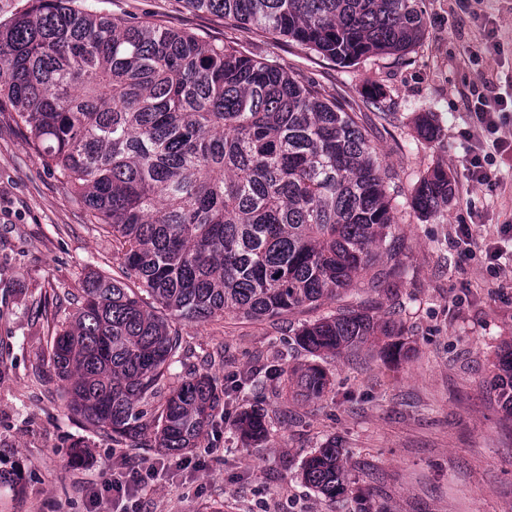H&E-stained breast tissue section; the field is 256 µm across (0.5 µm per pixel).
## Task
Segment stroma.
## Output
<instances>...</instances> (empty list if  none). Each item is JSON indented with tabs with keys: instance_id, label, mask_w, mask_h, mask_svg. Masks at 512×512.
Here are the masks:
<instances>
[{
	"instance_id": "stroma-1",
	"label": "stroma",
	"mask_w": 512,
	"mask_h": 512,
	"mask_svg": "<svg viewBox=\"0 0 512 512\" xmlns=\"http://www.w3.org/2000/svg\"><path fill=\"white\" fill-rule=\"evenodd\" d=\"M100 2L105 14L133 23L237 45L356 113L394 176L404 274L398 292L384 279L361 281L274 321H173L176 373L256 375L233 407L263 410L269 436L245 441L232 414L190 451L192 468L170 469L159 449L128 448L68 413L42 361L47 319L76 312L88 272L117 278L121 269L111 234L47 166L10 107H0V469L21 467L18 483L0 485V512H89L97 493L110 512L113 480L131 471L143 475L140 512H357L362 501L381 512H512V416L490 388L496 353L512 343V152L493 154L489 183L468 175L475 147L512 140V111L488 135L473 95L485 86L512 98V0H422L427 29L413 51L346 67L191 11L184 0ZM372 88L383 93L379 104L364 95ZM424 121L433 138L421 135ZM437 166L454 193L440 216L425 220L409 194ZM497 247L504 254L494 261ZM361 303L402 322L409 358L388 360L377 342L316 360L299 346L303 323ZM314 360L328 375L321 397L284 390L285 372ZM333 439L355 481L347 498H328L302 476L305 460ZM76 442L85 454L73 465L67 452Z\"/></svg>"
}]
</instances>
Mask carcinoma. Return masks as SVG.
Segmentation results:
<instances>
[{
  "mask_svg": "<svg viewBox=\"0 0 512 512\" xmlns=\"http://www.w3.org/2000/svg\"><path fill=\"white\" fill-rule=\"evenodd\" d=\"M235 25L288 38L337 64L403 54L424 38L420 0H186ZM0 92L47 164L112 230L124 279L91 272L80 308L54 323L48 364L66 385L68 411L130 448L179 454L227 411L226 388L207 374L169 386L155 416L140 408L171 376L179 343L170 319L227 314L269 320L336 297L376 271L394 237L391 173L355 113L280 65L230 44L156 24L130 23L77 0H29L0 29ZM435 167L410 206L439 215L452 195ZM140 283V291L126 280ZM311 355H340L403 330L368 309L303 324ZM492 384L512 415V345ZM288 384L320 397L317 364ZM243 437L261 442L264 417L241 413ZM305 481L335 498L352 492L342 448L304 463Z\"/></svg>",
  "mask_w": 512,
  "mask_h": 512,
  "instance_id": "cac0c4a2",
  "label": "carcinoma"
}]
</instances>
